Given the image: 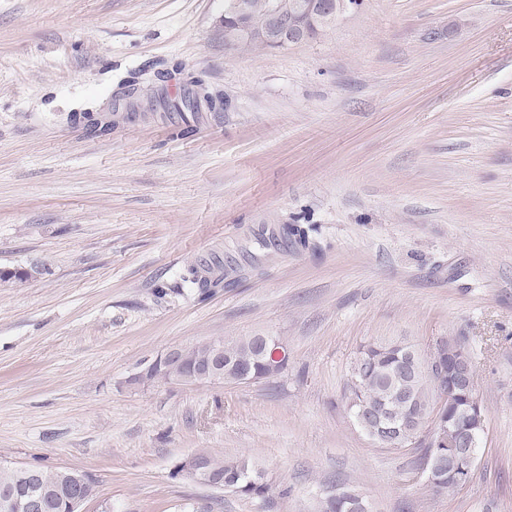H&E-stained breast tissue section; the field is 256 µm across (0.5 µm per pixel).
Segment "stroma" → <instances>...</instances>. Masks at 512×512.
<instances>
[{
    "label": "stroma",
    "mask_w": 512,
    "mask_h": 512,
    "mask_svg": "<svg viewBox=\"0 0 512 512\" xmlns=\"http://www.w3.org/2000/svg\"><path fill=\"white\" fill-rule=\"evenodd\" d=\"M224 0H0V463L92 476L85 512H512V0H365L317 38L229 47ZM177 67L225 109H165ZM108 115L112 129L94 131ZM307 229V247L286 227ZM214 263L218 285L190 268ZM280 337L250 384L134 382L166 350ZM469 350L464 486L344 403L367 343ZM244 456L271 507L173 476ZM354 493L339 487L336 483V492L328 493L320 503L321 512H367L371 511L369 505ZM364 511H362V507Z\"/></svg>",
    "instance_id": "1"
}]
</instances>
